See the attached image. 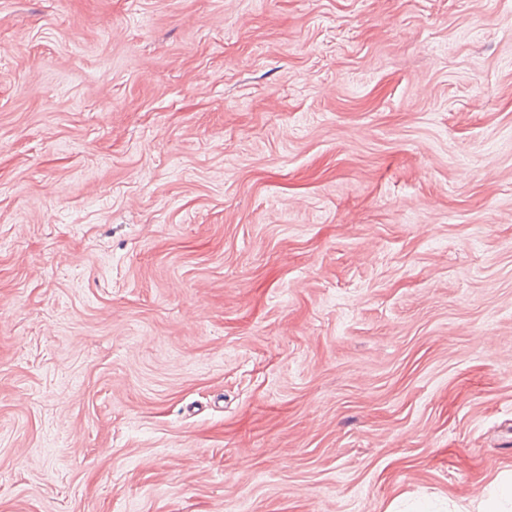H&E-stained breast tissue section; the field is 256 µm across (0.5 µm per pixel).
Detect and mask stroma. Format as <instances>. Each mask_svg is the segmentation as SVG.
Listing matches in <instances>:
<instances>
[{"instance_id":"stroma-1","label":"stroma","mask_w":512,"mask_h":512,"mask_svg":"<svg viewBox=\"0 0 512 512\" xmlns=\"http://www.w3.org/2000/svg\"><path fill=\"white\" fill-rule=\"evenodd\" d=\"M510 472L512 0H0V512Z\"/></svg>"}]
</instances>
